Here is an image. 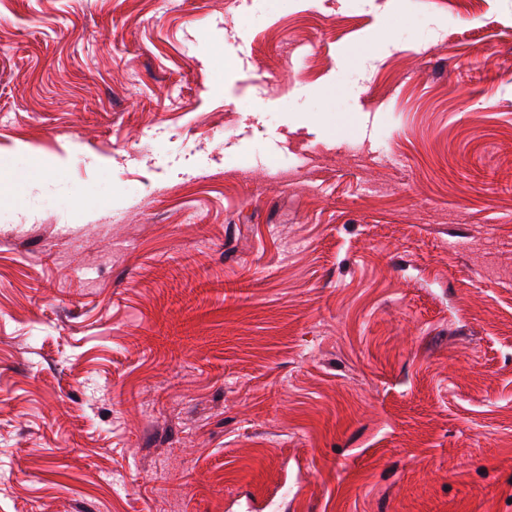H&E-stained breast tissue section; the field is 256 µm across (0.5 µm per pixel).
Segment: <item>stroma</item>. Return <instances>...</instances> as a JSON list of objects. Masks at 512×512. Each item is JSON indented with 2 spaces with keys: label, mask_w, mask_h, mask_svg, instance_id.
I'll return each mask as SVG.
<instances>
[{
  "label": "stroma",
  "mask_w": 512,
  "mask_h": 512,
  "mask_svg": "<svg viewBox=\"0 0 512 512\" xmlns=\"http://www.w3.org/2000/svg\"><path fill=\"white\" fill-rule=\"evenodd\" d=\"M512 512V0H0V512Z\"/></svg>",
  "instance_id": "obj_1"
}]
</instances>
